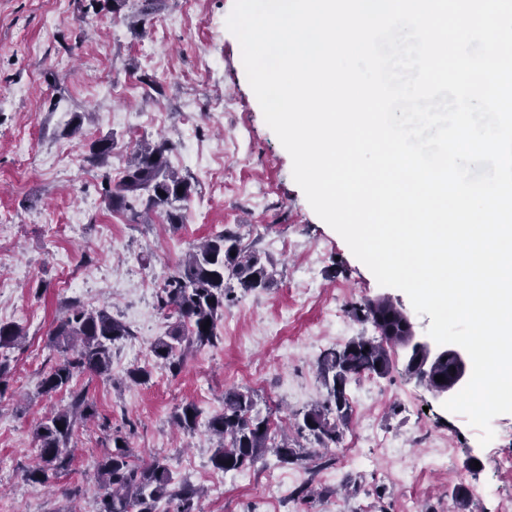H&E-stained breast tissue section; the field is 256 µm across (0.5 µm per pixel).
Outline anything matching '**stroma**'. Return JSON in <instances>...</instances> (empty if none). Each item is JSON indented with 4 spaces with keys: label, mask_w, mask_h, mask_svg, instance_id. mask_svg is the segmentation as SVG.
Wrapping results in <instances>:
<instances>
[{
    "label": "stroma",
    "mask_w": 512,
    "mask_h": 512,
    "mask_svg": "<svg viewBox=\"0 0 512 512\" xmlns=\"http://www.w3.org/2000/svg\"><path fill=\"white\" fill-rule=\"evenodd\" d=\"M233 3L155 0L142 20L138 0L117 15L81 12L77 0H0V321L24 332L6 352L9 389L0 396V512H88L100 493L89 469L109 443L105 420L130 431L140 459L168 457L177 479L201 489L198 512H505L512 476L490 460L512 454V439L481 445L478 429L406 374L400 349L388 376L350 383L337 443L319 448L298 435L297 414L326 397L320 353L379 337L352 305L387 298L419 336L431 319L401 290L380 286L309 205L227 27ZM108 136L110 164L89 166V144ZM162 138L174 145L170 167L195 187L176 228L159 215L132 223L103 200L105 180L121 177L132 149ZM225 230L271 260L274 283L233 288L217 345L193 351L171 375L151 355L173 324L158 293L193 244ZM71 304L106 309L132 336L112 348L111 379L73 380L100 420L76 426L71 469L42 487L23 470L35 460L36 424L70 400L65 390L41 395L38 383L58 358L49 331ZM138 366L151 368L150 380L124 384ZM229 388L252 391L310 460L282 466L268 452L243 472L214 470L205 421ZM188 402L203 418L191 434L171 422ZM444 450L447 469L436 463ZM359 454L367 466L350 465ZM271 468L282 485L275 496Z\"/></svg>",
    "instance_id": "1"
}]
</instances>
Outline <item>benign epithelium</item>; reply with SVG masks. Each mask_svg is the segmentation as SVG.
<instances>
[{
    "label": "benign epithelium",
    "instance_id": "benign-epithelium-1",
    "mask_svg": "<svg viewBox=\"0 0 512 512\" xmlns=\"http://www.w3.org/2000/svg\"><path fill=\"white\" fill-rule=\"evenodd\" d=\"M410 370V376L418 379L427 376V373L443 360L451 362L455 371L450 373L448 381L436 387H430L433 396L437 399H448L463 386L466 378L468 362L467 352L454 344L438 345L426 338L416 336L412 325L406 326V334L399 343Z\"/></svg>",
    "mask_w": 512,
    "mask_h": 512
}]
</instances>
